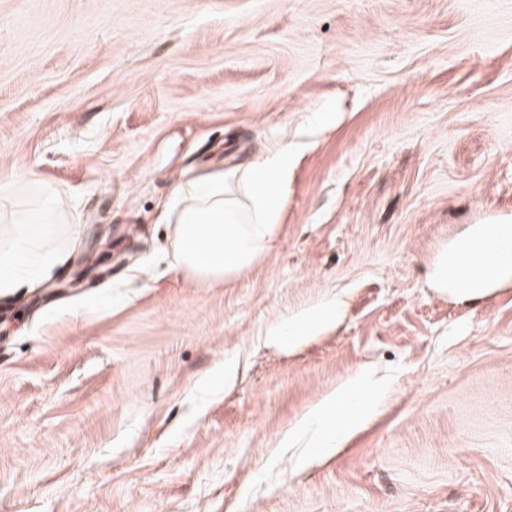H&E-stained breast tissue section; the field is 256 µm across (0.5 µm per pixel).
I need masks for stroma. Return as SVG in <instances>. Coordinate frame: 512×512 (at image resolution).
Returning <instances> with one entry per match:
<instances>
[{"instance_id": "stroma-1", "label": "stroma", "mask_w": 512, "mask_h": 512, "mask_svg": "<svg viewBox=\"0 0 512 512\" xmlns=\"http://www.w3.org/2000/svg\"><path fill=\"white\" fill-rule=\"evenodd\" d=\"M281 141L272 249L172 270L175 182ZM52 188L64 259L0 295V512H512V280L433 278L512 218V0H0L1 249ZM362 368L344 446L284 442ZM338 316V305L332 304L311 310L303 317L288 322V326L270 336L272 342H280L288 336V346L311 335L321 327L334 323Z\"/></svg>"}]
</instances>
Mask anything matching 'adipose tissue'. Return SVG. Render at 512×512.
<instances>
[{
  "instance_id": "obj_1",
  "label": "adipose tissue",
  "mask_w": 512,
  "mask_h": 512,
  "mask_svg": "<svg viewBox=\"0 0 512 512\" xmlns=\"http://www.w3.org/2000/svg\"><path fill=\"white\" fill-rule=\"evenodd\" d=\"M291 155L288 144L281 142L257 161L178 182L163 210L166 224L172 227L171 268L202 283L221 282L249 271L275 239ZM58 207V194L50 191L40 204L39 219L18 217L12 246L0 250V294L46 276L53 268L55 253L40 248L39 242L43 225L56 218ZM435 277L449 292L473 298L511 278L512 266L501 264L479 274L462 275L447 256ZM337 316L334 304L311 310L274 332L271 339L296 343L334 323ZM364 378V372L355 373L305 417V424L316 429L318 454L338 448L370 412L373 398L361 390Z\"/></svg>"
}]
</instances>
